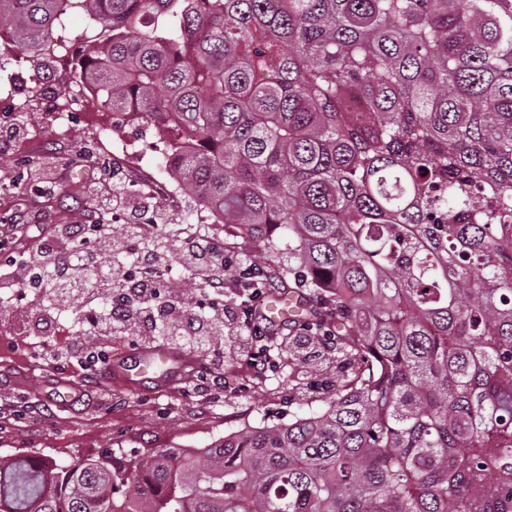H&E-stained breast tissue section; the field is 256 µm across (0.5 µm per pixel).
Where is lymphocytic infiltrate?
<instances>
[{
    "instance_id": "obj_1",
    "label": "lymphocytic infiltrate",
    "mask_w": 512,
    "mask_h": 512,
    "mask_svg": "<svg viewBox=\"0 0 512 512\" xmlns=\"http://www.w3.org/2000/svg\"><path fill=\"white\" fill-rule=\"evenodd\" d=\"M205 286L213 310L203 320L184 324L189 309L197 307L200 298L190 296L180 303L164 301L163 289L168 282L173 262ZM224 254L216 240L198 231L170 240L161 234L145 232L142 225L130 224L117 234L106 233L84 240L77 224L43 227L28 268L12 264L0 265V289L8 294L27 296L32 307L42 314L35 329L26 331L30 346L55 359L72 353V346L60 345L58 335L75 332L79 320L74 312L89 315L88 332L95 337L149 336L162 338L166 324L183 322L180 335L171 344L211 351L209 337L223 330L225 324L239 323L248 328L257 349L250 356L255 372L268 368L269 345L264 344L254 322L253 303L259 293L257 285L265 281V273L256 266H246L234 282L246 294L239 303H224ZM31 268L51 270L57 280L66 282L65 293L46 299L44 293H29L27 271ZM112 297L113 306L103 310L97 299Z\"/></svg>"
}]
</instances>
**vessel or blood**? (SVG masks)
I'll return each instance as SVG.
<instances>
[{"mask_svg":"<svg viewBox=\"0 0 512 512\" xmlns=\"http://www.w3.org/2000/svg\"><path fill=\"white\" fill-rule=\"evenodd\" d=\"M190 361L176 355L164 346H153L141 351L136 367H129L123 361L110 365L108 379L129 389L139 388L152 381L161 385L177 382L185 373Z\"/></svg>","mask_w":512,"mask_h":512,"instance_id":"1","label":"vessel or blood"}]
</instances>
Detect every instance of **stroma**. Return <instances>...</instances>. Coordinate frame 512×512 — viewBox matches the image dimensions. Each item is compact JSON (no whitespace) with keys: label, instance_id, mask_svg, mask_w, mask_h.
<instances>
[{"label":"stroma","instance_id":"obj_1","mask_svg":"<svg viewBox=\"0 0 512 512\" xmlns=\"http://www.w3.org/2000/svg\"><path fill=\"white\" fill-rule=\"evenodd\" d=\"M0 110L20 118L26 131L0 154V237H13L15 259L27 257L37 244L41 224H107L120 228L121 218L97 208L90 183L112 162V145L138 149L153 141L155 129L117 123L110 141H100L92 126L69 136L49 123L47 100L32 92L29 81L0 74ZM146 212L161 210L162 233L174 238L196 221L195 204L183 197L171 209L161 197H143ZM22 225L14 233V225ZM39 314L27 300L0 305V325L31 322ZM10 331L0 341V454L44 451L57 460L98 455L109 449L143 454L161 448H204L245 425L287 421L299 403L321 407L337 375L335 362L313 358V345L295 351L273 350V365L255 375L248 365L240 332H224L222 386L198 392L191 378L179 383L130 390L108 384L105 363L83 371L60 366L20 346Z\"/></svg>","mask_w":512,"mask_h":512}]
</instances>
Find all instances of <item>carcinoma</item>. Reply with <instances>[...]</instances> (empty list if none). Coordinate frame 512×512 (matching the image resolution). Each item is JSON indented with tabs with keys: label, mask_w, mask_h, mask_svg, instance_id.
Here are the masks:
<instances>
[{
	"label": "carcinoma",
	"mask_w": 512,
	"mask_h": 512,
	"mask_svg": "<svg viewBox=\"0 0 512 512\" xmlns=\"http://www.w3.org/2000/svg\"><path fill=\"white\" fill-rule=\"evenodd\" d=\"M78 16L76 78L177 114V187L288 238L272 333L342 374L208 448L0 456V512H512V0H0L39 72Z\"/></svg>",
	"instance_id": "cac0c4a2"
}]
</instances>
